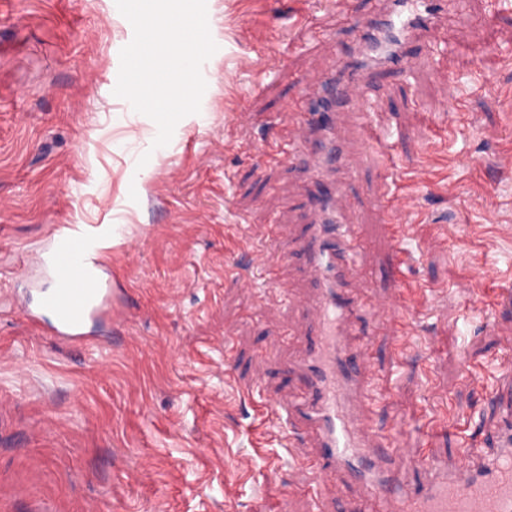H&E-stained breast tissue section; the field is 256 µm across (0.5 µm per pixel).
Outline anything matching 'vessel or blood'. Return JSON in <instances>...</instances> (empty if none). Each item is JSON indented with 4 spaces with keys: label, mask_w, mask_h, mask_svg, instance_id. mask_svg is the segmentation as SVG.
Here are the masks:
<instances>
[{
    "label": "vessel or blood",
    "mask_w": 512,
    "mask_h": 512,
    "mask_svg": "<svg viewBox=\"0 0 512 512\" xmlns=\"http://www.w3.org/2000/svg\"><path fill=\"white\" fill-rule=\"evenodd\" d=\"M447 12L446 0H385L370 10L357 30L355 50L311 92V108L292 117L274 154L288 159L307 183L304 253L314 334L306 354L288 366L304 382L302 397L280 400L271 411L311 434L310 449H296L295 456L315 476L318 512H328L352 483L379 512H512L511 438L492 448L484 435H476L468 441L464 464L453 467L419 458L426 481L413 490L403 475L405 449L383 447L365 418L371 361L358 339L362 305L351 287L360 248L344 222L356 199L346 189L347 155L336 117L353 108L370 111L376 102L370 90L384 71L410 82L421 61L415 43L432 34L435 19ZM411 209L407 195L386 200L387 231L399 245V266L407 257L400 245L410 237ZM100 240L99 230L77 227L62 231L54 244L51 269L65 285L47 291L40 306L52 316L56 335L72 341L82 340L88 321L107 309V288L88 275L102 254Z\"/></svg>",
    "instance_id": "vessel-or-blood-1"
}]
</instances>
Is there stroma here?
<instances>
[{"instance_id": "35a3bbf8", "label": "stroma", "mask_w": 512, "mask_h": 512, "mask_svg": "<svg viewBox=\"0 0 512 512\" xmlns=\"http://www.w3.org/2000/svg\"><path fill=\"white\" fill-rule=\"evenodd\" d=\"M370 2L206 0L218 49L202 66L205 118L179 121L139 194L153 126L113 93L133 38L115 0H0V512H268L283 495L290 512H311L286 424L259 411L300 392L283 363L312 334L304 185L265 150L352 46ZM449 2L456 21L411 82L386 78L376 112L339 118L366 296L398 293L382 229L397 182L367 125L390 128L423 171L403 281L412 329L360 318L368 424L405 448L414 488L419 455L456 463L467 434H492L495 407L470 376L494 370L512 341V297L481 278L492 266L512 279V0ZM301 11L319 39L294 26ZM270 53L281 73L258 77ZM461 154L473 165L454 168ZM69 224L125 227L99 270L112 318L81 345L16 305L50 285L24 260ZM258 246L281 258L283 287L255 266Z\"/></svg>"}]
</instances>
